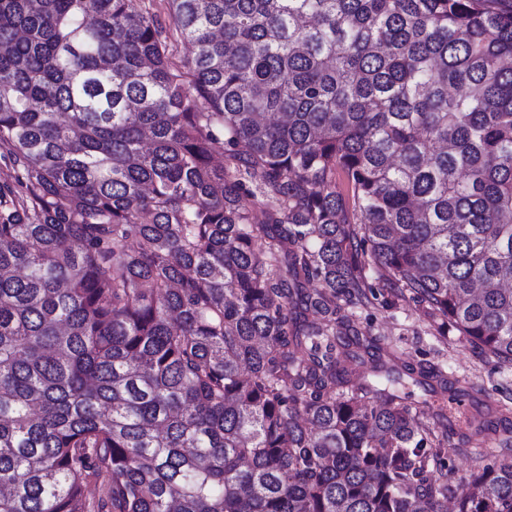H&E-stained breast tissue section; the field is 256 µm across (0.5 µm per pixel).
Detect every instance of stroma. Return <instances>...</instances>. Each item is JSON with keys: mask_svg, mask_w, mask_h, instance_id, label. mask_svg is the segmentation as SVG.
Masks as SVG:
<instances>
[{"mask_svg": "<svg viewBox=\"0 0 512 512\" xmlns=\"http://www.w3.org/2000/svg\"><path fill=\"white\" fill-rule=\"evenodd\" d=\"M370 303L353 308L354 327L380 339L395 351L401 368H436L448 378L449 392L465 390L461 403L447 406L448 434L453 448L448 470L464 476L478 465L477 449L499 454L498 441L512 433L500 411L512 409V369H499L461 337L440 339L424 305L392 298L375 274H368Z\"/></svg>", "mask_w": 512, "mask_h": 512, "instance_id": "1", "label": "stroma"}]
</instances>
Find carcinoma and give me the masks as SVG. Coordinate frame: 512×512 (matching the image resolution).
Returning <instances> with one entry per match:
<instances>
[{
	"mask_svg": "<svg viewBox=\"0 0 512 512\" xmlns=\"http://www.w3.org/2000/svg\"><path fill=\"white\" fill-rule=\"evenodd\" d=\"M167 4L0 0V512H512L348 312L512 366V0Z\"/></svg>",
	"mask_w": 512,
	"mask_h": 512,
	"instance_id": "1",
	"label": "carcinoma"
}]
</instances>
